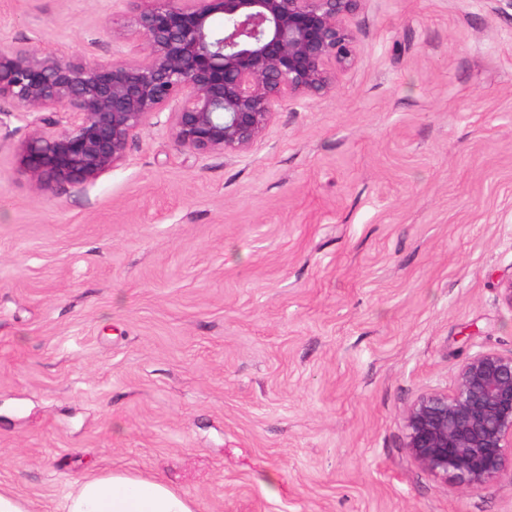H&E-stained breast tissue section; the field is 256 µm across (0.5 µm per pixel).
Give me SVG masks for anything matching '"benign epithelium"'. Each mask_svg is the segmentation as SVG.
<instances>
[{"instance_id":"1","label":"benign epithelium","mask_w":512,"mask_h":512,"mask_svg":"<svg viewBox=\"0 0 512 512\" xmlns=\"http://www.w3.org/2000/svg\"><path fill=\"white\" fill-rule=\"evenodd\" d=\"M143 2L117 32L121 60L0 46V98L19 117L49 113L20 146L39 187L96 182L163 113L182 149L247 153L278 112L328 95L357 60L349 20L361 0ZM405 427L410 455L445 482L478 491L512 478V353L466 357L451 387L410 405Z\"/></svg>"}]
</instances>
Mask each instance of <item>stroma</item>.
<instances>
[{"label":"stroma","mask_w":512,"mask_h":512,"mask_svg":"<svg viewBox=\"0 0 512 512\" xmlns=\"http://www.w3.org/2000/svg\"><path fill=\"white\" fill-rule=\"evenodd\" d=\"M363 0L358 63L244 155L164 125L37 187L0 100V486L55 512L86 465L196 512H512L406 448L465 357L512 351V9ZM133 0H0V44L120 59Z\"/></svg>","instance_id":"1"}]
</instances>
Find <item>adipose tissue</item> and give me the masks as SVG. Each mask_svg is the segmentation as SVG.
I'll use <instances>...</instances> for the list:
<instances>
[{"label":"adipose tissue","instance_id":"adipose-tissue-1","mask_svg":"<svg viewBox=\"0 0 512 512\" xmlns=\"http://www.w3.org/2000/svg\"><path fill=\"white\" fill-rule=\"evenodd\" d=\"M61 512H195L193 502L159 479L94 470L77 478Z\"/></svg>","mask_w":512,"mask_h":512}]
</instances>
